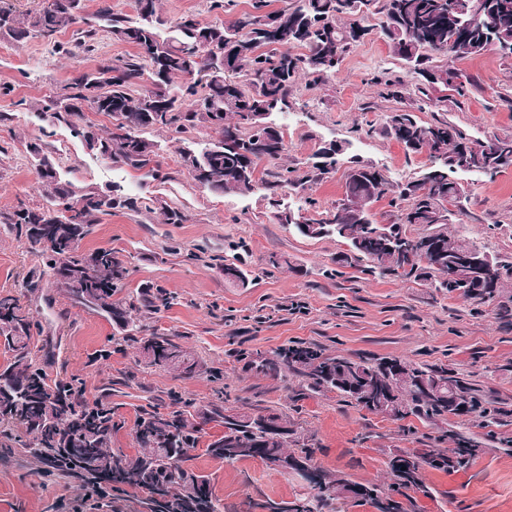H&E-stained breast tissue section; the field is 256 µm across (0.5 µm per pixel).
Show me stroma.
Instances as JSON below:
<instances>
[{"mask_svg":"<svg viewBox=\"0 0 512 512\" xmlns=\"http://www.w3.org/2000/svg\"><path fill=\"white\" fill-rule=\"evenodd\" d=\"M211 0H161L169 22L196 14L212 23H230L250 11L252 0H235L231 10ZM131 45L98 34L91 53L72 59L42 41L0 40V211L18 203L45 204L29 143L43 144L64 177L106 190L125 185L141 197L137 211L117 209L101 216L83 248L109 247L124 256L131 270L126 290L160 285L175 303L157 314L154 326L176 333L220 379L200 375L181 379L146 368L133 345L113 348L114 328L100 314L72 305L49 270L29 252L8 225L0 224V295L19 296L41 323L32 339L38 362L47 363L52 379L79 378L87 401L111 388L112 403L125 424L113 445L136 452L138 410L166 407L171 396L207 405L225 390L234 406L268 409L302 426L316 448L319 470L341 473L357 483L389 484L388 462L419 449L448 451L450 435L465 432L482 452L458 471L424 469L426 492L416 493L414 512H512V418L486 423L469 417L431 425L416 419L397 421L344 402L333 393L315 394L298 378L275 379L245 371L242 351L271 353L295 342L323 346L328 353L370 358L397 357L445 365L476 380L502 406L512 409V329L495 318L493 304L448 295L412 280L364 276L330 279L326 268L344 251L330 236L310 239L277 223L263 190L242 197L201 188L181 165L182 148L210 140L205 124L172 139L146 130L160 146L161 179L116 166L86 151L67 128L39 120L34 105L53 96L79 72L104 59L132 55ZM398 61L379 29H372L343 59L338 74L320 86L300 87L289 114L275 116L288 151L285 164L301 167L324 141H348V156L372 163L393 182L417 176L428 159L406 157L394 140L381 135L387 114L398 103L381 97L373 78L396 73ZM480 87L448 120L477 138L512 134V110L496 97L512 86V60L489 51L457 62ZM374 133H364V126ZM466 189L468 220L452 224L464 237L493 256L512 257V166L495 178L458 174ZM185 212L182 224L165 223L153 199ZM283 258L274 268L270 257ZM240 258L249 284L233 288L224 281V261ZM187 466L205 475L224 512H262L263 501L294 500L309 488L291 473L247 459L227 465L191 451ZM0 512H102L88 500L82 482L47 476L33 459L0 449Z\"/></svg>","mask_w":512,"mask_h":512,"instance_id":"35a3bbf8","label":"stroma"}]
</instances>
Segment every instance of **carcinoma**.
<instances>
[{
	"label": "carcinoma",
	"instance_id": "carcinoma-1",
	"mask_svg": "<svg viewBox=\"0 0 512 512\" xmlns=\"http://www.w3.org/2000/svg\"><path fill=\"white\" fill-rule=\"evenodd\" d=\"M135 15L115 11L111 0H98L97 9L85 15L86 0H39L26 12L0 0V40L40 39L51 43L56 35L84 24L71 47L61 51L77 58L91 51L94 37L104 32L115 42L130 44L135 53L109 59L91 72H83L60 88L38 115L52 114L51 124L65 126L81 138L86 149L114 164L157 178V145L143 136L148 129L185 134L204 123L212 138L196 151L181 150L182 165L202 187L216 193L246 196L262 188L280 224L294 218L302 224H342L340 236L348 252L336 256V277L357 273L413 279L438 292L458 294L475 304L495 303L497 319L512 326V294L505 280L512 277V260L496 261L493 273L481 266L469 269L470 283L456 289L440 280L438 266H448L468 241L448 235V225L467 214L462 200L465 188L455 174L475 171L489 178L512 166V135L492 134L472 138L462 128L439 117L467 98L474 79L454 67L457 61L478 57L495 49L512 59V0H290L287 7L269 11L268 0H253L252 12L235 21L205 22L187 14L170 23L160 11L159 0H134ZM378 20L380 33L393 56L400 61L395 75L376 78L385 86V97L402 98L412 88L415 104L389 112L381 133L400 144L406 155L426 154L430 166L419 176L394 184L376 166L351 160L344 184L343 203L330 218H308L316 200L304 197V206L293 210L281 204L285 193H301L313 184L331 179L341 153L328 160L318 147L306 169L281 163L287 145L281 132L260 127L265 113H285L293 108L298 82L317 87L334 76L346 54L369 33L368 19ZM299 52H293V49ZM156 63L150 71L147 61ZM150 87L141 88L143 78ZM452 94H446V91ZM112 117V129L100 134L84 123V108ZM430 111L432 121L422 122L417 113ZM46 204L29 208L20 204L0 213V223L14 230L24 244L43 261L57 287L64 289L74 306L98 313L116 327V343L143 347L147 342L173 350L189 366L169 365L167 370L184 379L206 372L204 362L179 342L174 333H159L145 320L173 304L174 296L157 287L136 295L125 293L129 269L116 251L81 249L100 216L114 209H138V199L119 184L104 192L94 186L66 180L39 143L29 145ZM469 159L464 169L459 159ZM267 164L257 177L259 163ZM452 196L457 209L438 206ZM389 199L396 209L394 222L380 224L370 206ZM409 224H420L415 233ZM409 236L424 251L439 250L426 265L408 258L400 247L385 248L388 237ZM351 269V273L344 269ZM76 280L84 288L67 287ZM224 281L246 287L247 277L234 262L224 264ZM140 313L135 321L130 311ZM40 323L20 297L0 295V341L11 359L0 370V429L22 427L33 436L23 452L57 477L85 481L91 492L99 485L126 486L146 494L147 512H221L212 496L210 480L185 467L207 426L220 428L205 444L204 452L226 464L268 455L299 457L311 464L314 448L309 437L288 417L275 413L290 440L279 441L262 424L264 413L245 411L212 402L197 407L191 401L163 413L150 405L139 411L135 440L139 450L127 453L112 447L121 429L112 406L110 389L93 403L85 400L83 384L49 379L31 348ZM246 369L278 378L290 373L313 392H335L343 400L371 413L383 399L397 405L394 420L415 417L434 424L448 418V400L465 404L463 416L495 421L507 409L487 397L479 384L442 365L416 364L400 358L354 359L332 355L316 344L298 343L278 348L269 355L247 357ZM455 448L446 454L427 451L394 456L389 461L397 482L357 484L364 503L376 512H406L391 491L421 489L424 465L440 470L466 466L480 451L461 432L452 434ZM182 453L170 458L168 449ZM316 493L303 502L270 501L267 512H338L335 504L348 501L346 490L354 485L341 474L319 472Z\"/></svg>",
	"mask_w": 512,
	"mask_h": 512
}]
</instances>
